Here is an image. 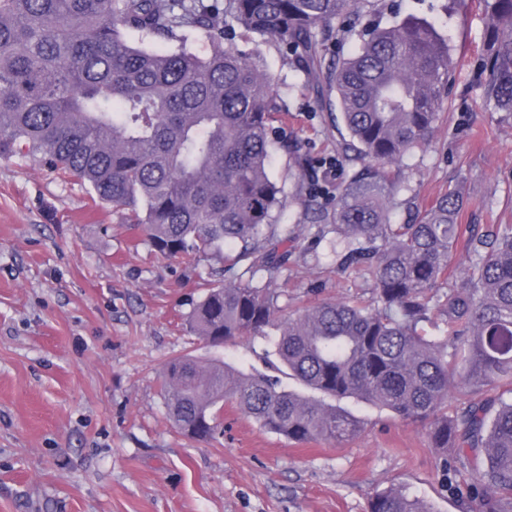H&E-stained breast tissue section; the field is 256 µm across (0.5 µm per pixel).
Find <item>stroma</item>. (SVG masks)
Returning <instances> with one entry per match:
<instances>
[{
  "label": "stroma",
  "instance_id": "1",
  "mask_svg": "<svg viewBox=\"0 0 512 512\" xmlns=\"http://www.w3.org/2000/svg\"><path fill=\"white\" fill-rule=\"evenodd\" d=\"M446 0H403L447 36L458 68L433 135L393 168L395 224L448 189L466 205L460 223L512 224V117L495 111L479 67L487 45L481 0L448 16ZM392 0H352L317 30L322 69L358 45L360 19L390 21ZM258 51L282 112L271 175L283 189L280 222L299 232L302 202L327 204L335 188L311 176L334 160L356 169L336 95L296 72L272 39ZM223 263H188L151 251L140 230L31 156L0 157V512H368L373 495L403 488L434 512H462L450 483L467 480L456 450L431 447L426 428L354 398L361 424L342 444L304 445L261 429L225 400L214 439L181 435L168 416L161 373L175 357L261 368L267 338L205 346L187 328ZM289 306L369 297L355 269L291 250L272 276Z\"/></svg>",
  "mask_w": 512,
  "mask_h": 512
}]
</instances>
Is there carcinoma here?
<instances>
[{
	"label": "carcinoma",
	"instance_id": "obj_1",
	"mask_svg": "<svg viewBox=\"0 0 512 512\" xmlns=\"http://www.w3.org/2000/svg\"><path fill=\"white\" fill-rule=\"evenodd\" d=\"M489 50L482 67L497 111L512 115V0H482ZM350 0H0V157H38L124 213L168 258L211 254L245 283L215 280L189 315L190 330L222 348L263 336L283 311L272 280L288 263L270 173L279 106L271 80L235 45L270 37L320 78L316 29ZM368 20L357 50L327 74L362 163L322 209L319 241L336 270H363L372 296L296 307L278 323L266 370L241 374L220 359L170 361L162 388L180 433L212 437L224 398L261 428L297 444L336 445L361 431L338 402L356 398L428 429L433 448H456L471 482L468 512H512V224L469 230L462 286L448 267L462 237L455 189L407 224L391 223L388 167L434 131L457 61L427 18L393 10ZM200 31V58L134 47L137 32L167 42ZM436 322L440 335L424 325ZM322 395L307 397L280 375ZM468 397L456 415L448 407ZM369 512H434L405 490L375 494Z\"/></svg>",
	"mask_w": 512,
	"mask_h": 512
}]
</instances>
